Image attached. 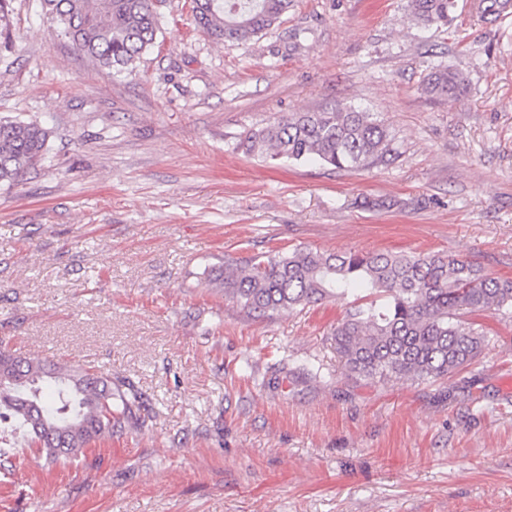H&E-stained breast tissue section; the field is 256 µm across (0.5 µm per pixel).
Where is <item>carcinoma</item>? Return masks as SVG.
<instances>
[{
	"label": "carcinoma",
	"mask_w": 512,
	"mask_h": 512,
	"mask_svg": "<svg viewBox=\"0 0 512 512\" xmlns=\"http://www.w3.org/2000/svg\"><path fill=\"white\" fill-rule=\"evenodd\" d=\"M293 0H192L198 26L243 43L281 22ZM41 7L82 53L101 66L127 69L154 43L155 0H41ZM453 0H411L414 21L446 27ZM463 76L430 73L425 92L456 98ZM48 131L33 121L0 117V186L11 187L41 157ZM395 137L374 112L336 107L281 116L249 133L246 151L273 160L316 161L341 170L387 165ZM249 313L291 312L360 289L332 332L345 369L366 379L435 381L470 365L487 345L482 328L463 316L512 314V280L490 277L466 260L439 254L328 252L295 247L224 261L212 282ZM141 395L92 367L74 368L15 355L0 345V421L27 428L43 466L73 461L91 443L141 422Z\"/></svg>",
	"instance_id": "carcinoma-1"
}]
</instances>
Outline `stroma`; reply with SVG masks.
Instances as JSON below:
<instances>
[{
    "mask_svg": "<svg viewBox=\"0 0 512 512\" xmlns=\"http://www.w3.org/2000/svg\"><path fill=\"white\" fill-rule=\"evenodd\" d=\"M455 0H295L227 44L161 0L134 67L74 49L40 0H11L0 116L48 129L0 187V340L142 394L144 422L0 476V512H512V317L436 382L348 373L341 301L257 317L206 282L267 250L456 255L512 279V15ZM459 71L453 100L423 90ZM354 106L396 138L348 171L242 147L279 115ZM414 21L427 26L447 27L453 0H411Z\"/></svg>",
    "mask_w": 512,
    "mask_h": 512,
    "instance_id": "stroma-1",
    "label": "stroma"
}]
</instances>
